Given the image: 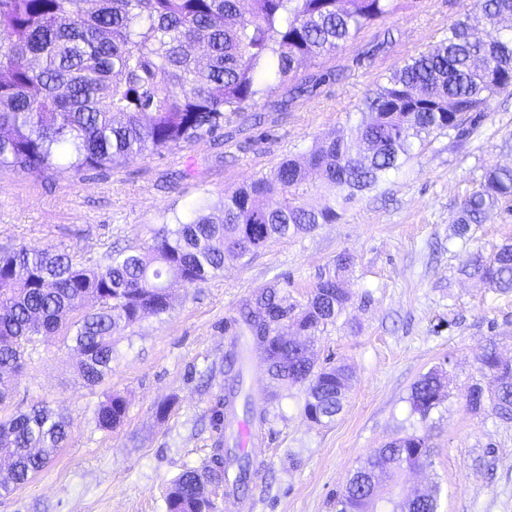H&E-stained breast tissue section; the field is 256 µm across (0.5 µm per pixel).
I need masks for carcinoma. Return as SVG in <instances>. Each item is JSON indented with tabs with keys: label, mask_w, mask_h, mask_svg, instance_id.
<instances>
[{
	"label": "carcinoma",
	"mask_w": 512,
	"mask_h": 512,
	"mask_svg": "<svg viewBox=\"0 0 512 512\" xmlns=\"http://www.w3.org/2000/svg\"><path fill=\"white\" fill-rule=\"evenodd\" d=\"M397 9L396 0H0V170L38 178L76 177L121 166L133 155H161L220 130L224 121L257 106L274 79L290 85L286 104L311 92L297 80L305 61L331 55ZM512 90V0H467L448 36L404 61L365 95L355 131L340 129L276 169L227 190L216 202L200 198L191 213L162 218L152 242L113 249L90 267L55 246L0 252V403L20 372L26 345L59 333L81 356L86 384L112 371V338L144 314L172 307L170 288L193 286L271 241L335 224L344 207L379 189L411 158L416 145L450 131L476 129L492 98ZM319 177L327 194L313 198ZM512 202V168L485 172L460 203L456 234L468 235L502 203ZM339 256L306 303L290 301L277 281L256 289L224 324V410L236 417L245 353H269V376L308 384L306 415L329 422L343 409L352 373L329 359L307 358L285 339L319 336L350 301ZM460 272L500 294L512 293V241L491 255L471 254ZM489 391L475 384L463 395L471 411L490 408L512 419V365L489 338L480 358ZM447 398L433 369L413 384L410 414L423 422ZM127 402L111 394L96 410L97 427L124 422ZM63 413L46 406L0 422V495L42 471L67 440ZM428 435L413 432L358 464L336 494L337 512H439L440 491L400 497L390 484L404 472L433 466ZM237 467L233 492H246L250 461L216 454L171 481L167 512H212L205 486H220Z\"/></svg>",
	"instance_id": "obj_1"
}]
</instances>
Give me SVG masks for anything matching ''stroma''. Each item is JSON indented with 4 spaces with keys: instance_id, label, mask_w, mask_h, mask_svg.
<instances>
[{
    "instance_id": "obj_1",
    "label": "stroma",
    "mask_w": 512,
    "mask_h": 512,
    "mask_svg": "<svg viewBox=\"0 0 512 512\" xmlns=\"http://www.w3.org/2000/svg\"><path fill=\"white\" fill-rule=\"evenodd\" d=\"M464 7L465 0H397L396 11L355 44L300 66V77L318 78L310 97L276 111L287 88L270 82L257 105L264 124L243 113L231 124L233 138L136 155L74 178L0 171V247L51 245L101 263L112 248L150 242L162 214L188 213L205 196L218 200L333 136L376 82L444 38ZM503 166H512V91L492 100L467 138L430 136L380 192L347 205L338 223L274 240L251 257L226 256L217 277L174 288L169 313L144 315L119 337L112 371L99 384L84 383L79 354L60 337L40 338L13 379L11 399L0 404V420L43 404L65 413L69 438L29 483L0 496V512H167L178 474L237 446L235 426L212 420L224 396L225 321L254 290L281 279L306 302L318 274L342 254L352 300L314 352L317 361L349 365L348 398L333 421L312 423L302 411L304 388L278 386L260 355H251L246 385L272 419L256 428L255 474L237 498L239 512H336L353 466L415 431L429 432L433 466L403 476L402 494L437 483L441 512H512V420L468 411L462 397L484 380L479 357L488 338L512 360V293L459 273L470 253L512 239V206L501 204L469 239L455 234L461 200L486 170ZM437 367L450 395L423 424L407 397ZM110 394L124 396L128 410L119 428L103 431L95 412Z\"/></svg>"
}]
</instances>
